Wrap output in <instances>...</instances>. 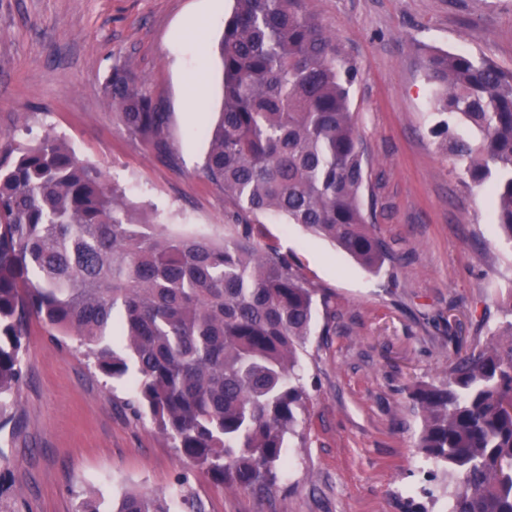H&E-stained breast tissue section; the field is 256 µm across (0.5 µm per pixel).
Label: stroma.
Returning <instances> with one entry per match:
<instances>
[{
	"label": "stroma",
	"mask_w": 512,
	"mask_h": 512,
	"mask_svg": "<svg viewBox=\"0 0 512 512\" xmlns=\"http://www.w3.org/2000/svg\"><path fill=\"white\" fill-rule=\"evenodd\" d=\"M357 63L351 110L369 159L363 204L394 258L372 274L326 239L265 215L247 222L201 174L209 139L188 93L222 101L218 44L233 0H0V133H52L124 189L139 218L168 232L253 241L288 257L328 297L301 354L309 394L289 461L265 494L214 481L180 461L149 419L31 319L20 389L22 435L0 432V512H111L129 489L186 482L204 512H406L424 502L428 467L407 397L485 344L512 290V242L491 221L489 192L430 129L440 119L422 74L428 49L468 53L512 71V0H308ZM129 61L161 111L170 155L130 135L102 83Z\"/></svg>",
	"instance_id": "stroma-1"
}]
</instances>
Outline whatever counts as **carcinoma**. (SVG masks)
I'll return each mask as SVG.
<instances>
[{
    "mask_svg": "<svg viewBox=\"0 0 512 512\" xmlns=\"http://www.w3.org/2000/svg\"><path fill=\"white\" fill-rule=\"evenodd\" d=\"M220 56L224 104L203 173L245 215L274 214L331 240L372 273L391 252L362 204L365 158L351 108L356 63L306 0H234ZM424 79L444 116L433 134L488 187L512 241V71L430 51ZM103 94L126 130L155 138L167 113L125 62ZM460 119L473 137L456 133ZM319 290L288 258L252 241L174 235L130 214L125 192L57 137L0 135V430L16 425L28 321L41 318L97 373L131 380L128 402L180 459L220 483L263 492L287 465L308 400L297 373ZM499 339L448 364L409 397L416 445L443 512H512V295ZM113 512H174L173 498L126 491Z\"/></svg>",
    "mask_w": 512,
    "mask_h": 512,
    "instance_id": "1",
    "label": "carcinoma"
}]
</instances>
